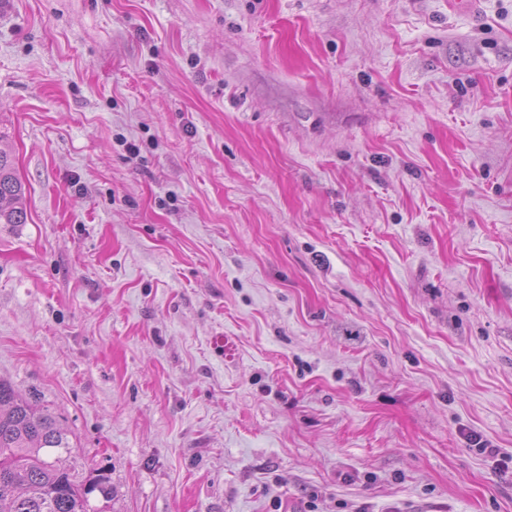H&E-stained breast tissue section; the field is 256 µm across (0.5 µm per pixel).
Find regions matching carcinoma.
Listing matches in <instances>:
<instances>
[{"label": "carcinoma", "mask_w": 512, "mask_h": 512, "mask_svg": "<svg viewBox=\"0 0 512 512\" xmlns=\"http://www.w3.org/2000/svg\"><path fill=\"white\" fill-rule=\"evenodd\" d=\"M26 221L25 187L0 147V224ZM50 449L72 450L56 417L0 380V512H95L90 495L110 497L105 476L82 480L50 460Z\"/></svg>", "instance_id": "obj_1"}]
</instances>
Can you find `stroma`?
<instances>
[{
  "instance_id": "35a3bbf8",
  "label": "stroma",
  "mask_w": 512,
  "mask_h": 512,
  "mask_svg": "<svg viewBox=\"0 0 512 512\" xmlns=\"http://www.w3.org/2000/svg\"><path fill=\"white\" fill-rule=\"evenodd\" d=\"M449 2L0 0V379L93 506L512 512V0ZM26 221L25 187L16 173L12 152L0 147V224Z\"/></svg>"
}]
</instances>
